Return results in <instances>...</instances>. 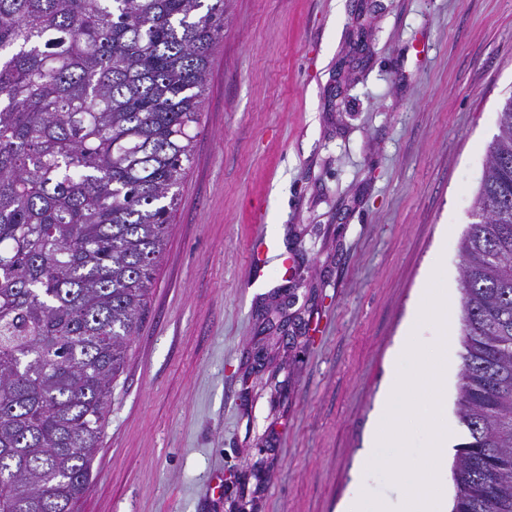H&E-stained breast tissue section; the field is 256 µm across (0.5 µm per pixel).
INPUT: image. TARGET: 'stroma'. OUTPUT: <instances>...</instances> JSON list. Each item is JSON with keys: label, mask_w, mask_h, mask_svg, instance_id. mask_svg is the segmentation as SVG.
<instances>
[{"label": "stroma", "mask_w": 512, "mask_h": 512, "mask_svg": "<svg viewBox=\"0 0 512 512\" xmlns=\"http://www.w3.org/2000/svg\"><path fill=\"white\" fill-rule=\"evenodd\" d=\"M512 95V0H231L149 310L78 512H339L401 327L460 241ZM288 279L249 284L258 230Z\"/></svg>", "instance_id": "35a3bbf8"}]
</instances>
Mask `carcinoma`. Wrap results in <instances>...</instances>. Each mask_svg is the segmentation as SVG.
<instances>
[{
  "label": "carcinoma",
  "instance_id": "carcinoma-1",
  "mask_svg": "<svg viewBox=\"0 0 512 512\" xmlns=\"http://www.w3.org/2000/svg\"><path fill=\"white\" fill-rule=\"evenodd\" d=\"M229 0H0V512H76ZM461 243L451 512H512V95Z\"/></svg>",
  "mask_w": 512,
  "mask_h": 512
}]
</instances>
